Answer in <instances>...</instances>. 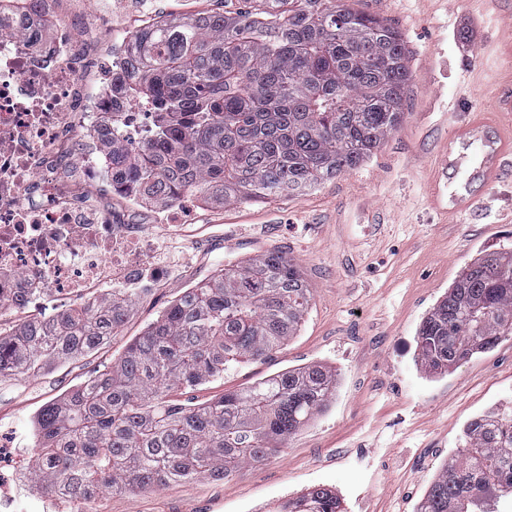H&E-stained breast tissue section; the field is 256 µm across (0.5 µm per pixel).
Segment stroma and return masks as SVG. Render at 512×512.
I'll return each instance as SVG.
<instances>
[{
    "mask_svg": "<svg viewBox=\"0 0 512 512\" xmlns=\"http://www.w3.org/2000/svg\"><path fill=\"white\" fill-rule=\"evenodd\" d=\"M89 15L106 44L112 25L242 8V0H111ZM403 35L413 80L404 117L372 157L315 190L266 202L200 203L186 223L154 228L170 261L164 279H144L122 326L88 356L0 381V479L17 485L12 512H32L50 493L30 469L35 419L91 377L189 288L220 268L271 252L298 268L310 290L297 334L270 355L241 363L169 398L199 404L278 372L320 363L336 375L327 406L285 451L241 467L134 493L106 494L94 512H275L309 488L331 489L341 512H417L468 424L512 399V336L458 367L432 373L418 359L420 325L472 259L512 244V181L484 190L464 217L437 211L444 181L437 159L453 127L475 105L512 85V0H355Z\"/></svg>",
    "mask_w": 512,
    "mask_h": 512,
    "instance_id": "1",
    "label": "stroma"
}]
</instances>
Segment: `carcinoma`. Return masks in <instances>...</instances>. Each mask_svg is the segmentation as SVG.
<instances>
[{
  "label": "carcinoma",
  "instance_id": "1",
  "mask_svg": "<svg viewBox=\"0 0 512 512\" xmlns=\"http://www.w3.org/2000/svg\"><path fill=\"white\" fill-rule=\"evenodd\" d=\"M125 98L154 113L142 153L118 159L148 199L183 192L226 202L300 194L371 157L402 121L412 72L400 32L349 0H249L247 9L163 21L131 41ZM136 299L122 288L79 305L51 332L38 318L0 330V379L98 350ZM310 291L279 253L226 266L187 289L124 355L36 420L33 480L89 503L203 475L225 478L273 457L321 411L336 375L285 370L198 405L166 400L299 331ZM512 335V247L469 263L423 320L421 364L449 369ZM419 512H497L512 494V416L476 418ZM281 512H340L322 486Z\"/></svg>",
  "mask_w": 512,
  "mask_h": 512
}]
</instances>
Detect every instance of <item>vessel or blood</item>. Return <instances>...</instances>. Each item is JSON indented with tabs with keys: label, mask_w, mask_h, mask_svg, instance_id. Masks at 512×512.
Listing matches in <instances>:
<instances>
[{
	"label": "vessel or blood",
	"mask_w": 512,
	"mask_h": 512,
	"mask_svg": "<svg viewBox=\"0 0 512 512\" xmlns=\"http://www.w3.org/2000/svg\"><path fill=\"white\" fill-rule=\"evenodd\" d=\"M440 165L446 190L434 193L433 201L453 216L474 208L478 200L475 186L487 189L512 178V102L468 113L454 127Z\"/></svg>",
	"instance_id": "vessel-or-blood-1"
}]
</instances>
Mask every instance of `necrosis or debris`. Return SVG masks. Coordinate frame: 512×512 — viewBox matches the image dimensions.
<instances>
[{
	"mask_svg": "<svg viewBox=\"0 0 512 512\" xmlns=\"http://www.w3.org/2000/svg\"><path fill=\"white\" fill-rule=\"evenodd\" d=\"M129 40L117 26L92 52L53 0H0L1 303L66 311L164 274L151 236L105 202L141 197L98 140L110 124L135 153L152 120L116 91Z\"/></svg>",
	"mask_w": 512,
	"mask_h": 512,
	"instance_id": "obj_1",
	"label": "necrosis or debris"
}]
</instances>
